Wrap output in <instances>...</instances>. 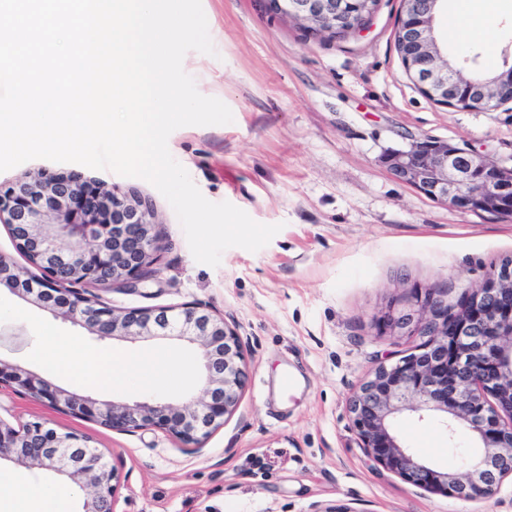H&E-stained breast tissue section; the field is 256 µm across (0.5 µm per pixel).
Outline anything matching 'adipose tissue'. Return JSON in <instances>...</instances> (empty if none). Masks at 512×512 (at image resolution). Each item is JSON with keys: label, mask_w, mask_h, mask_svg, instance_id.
Wrapping results in <instances>:
<instances>
[{"label": "adipose tissue", "mask_w": 512, "mask_h": 512, "mask_svg": "<svg viewBox=\"0 0 512 512\" xmlns=\"http://www.w3.org/2000/svg\"><path fill=\"white\" fill-rule=\"evenodd\" d=\"M504 0H454L448 32L460 40L474 35L491 38ZM44 361L56 370L104 387L140 391L172 385L180 379L179 366L167 367L151 354L117 356L83 347L77 337L58 336ZM0 512H64L59 492L47 485H27L0 474Z\"/></svg>", "instance_id": "adipose-tissue-1"}]
</instances>
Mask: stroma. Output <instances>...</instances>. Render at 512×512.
<instances>
[{
  "label": "stroma",
  "mask_w": 512,
  "mask_h": 512,
  "mask_svg": "<svg viewBox=\"0 0 512 512\" xmlns=\"http://www.w3.org/2000/svg\"><path fill=\"white\" fill-rule=\"evenodd\" d=\"M215 55L188 52L184 70L199 92L223 101L232 123L186 126L168 139L171 155L210 201H227L254 221L280 225L256 252L233 247L219 266L195 261L167 200L147 181L82 168L145 199L162 243L156 276L134 291L99 290L124 310L202 303L240 338L246 385L236 410L199 446L160 430L117 432L62 413L23 390L0 388V419L45 421L92 438L119 476L116 512H512V478L486 499L443 496L403 481L360 446L349 397L379 363L422 343L416 326L390 330V307L412 309L424 289L449 310L494 268L512 259V221L463 212L398 179L385 154L434 139L512 163V103L489 111L436 104L408 78L395 47L401 0H379L359 32L311 38L269 10L266 0H202ZM452 0L435 32L448 57L512 52V8L495 46L447 35ZM125 355L153 352L195 369L184 342L102 338L0 291V360L98 402L140 401L42 362L53 337ZM294 391L280 388L283 375ZM402 443L440 470L475 455L466 432L448 436L433 417H400Z\"/></svg>",
  "instance_id": "1"
}]
</instances>
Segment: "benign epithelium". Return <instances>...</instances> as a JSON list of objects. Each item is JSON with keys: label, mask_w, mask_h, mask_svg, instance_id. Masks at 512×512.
I'll use <instances>...</instances> for the list:
<instances>
[{"label": "benign epithelium", "mask_w": 512, "mask_h": 512, "mask_svg": "<svg viewBox=\"0 0 512 512\" xmlns=\"http://www.w3.org/2000/svg\"><path fill=\"white\" fill-rule=\"evenodd\" d=\"M443 0H403L396 31L402 64L420 91L439 105L487 111L512 102V66L492 75L444 57L433 35ZM271 11L300 22L312 37L341 38L362 28L379 0H267ZM400 180L463 212L512 220V166L440 140L415 141L386 156ZM0 223L35 276L0 254V287L56 317L114 339H168L198 345L202 396L176 406L163 401H96L69 394L36 374L0 361V385L102 427L163 430L197 444L237 407L246 382L238 337L205 305L117 311L93 287L127 291L154 276L161 249L153 209L76 171H43L0 186ZM427 288L416 353L379 365L350 400L366 456L407 483L460 499L489 498L512 476V262L488 274L450 314ZM439 418L454 437L464 429L481 456L464 474L442 471L400 442L393 422L403 412ZM50 469L87 490L82 512H116L115 468L90 438L42 422L18 428L0 420V463Z\"/></svg>", "instance_id": "7a95c632"}]
</instances>
